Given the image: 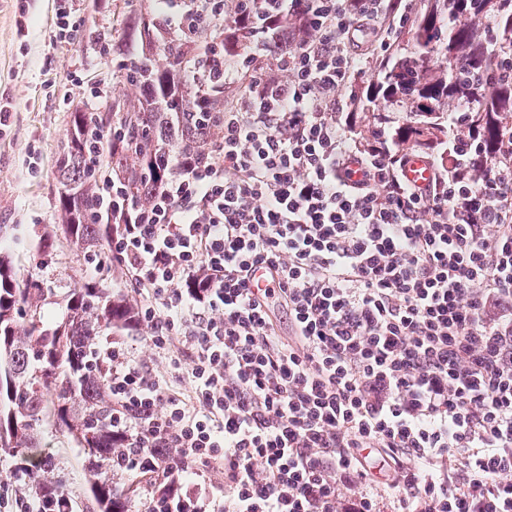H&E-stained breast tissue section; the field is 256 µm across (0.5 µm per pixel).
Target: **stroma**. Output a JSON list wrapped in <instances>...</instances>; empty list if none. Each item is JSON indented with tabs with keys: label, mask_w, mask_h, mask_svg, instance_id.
I'll return each instance as SVG.
<instances>
[{
	"label": "stroma",
	"mask_w": 512,
	"mask_h": 512,
	"mask_svg": "<svg viewBox=\"0 0 512 512\" xmlns=\"http://www.w3.org/2000/svg\"><path fill=\"white\" fill-rule=\"evenodd\" d=\"M59 0H0V100L12 106L8 127L0 129V254L9 256L18 280L44 290L42 320L53 325L66 316L63 296L75 284L106 278L109 249L93 261L66 243L61 222L56 161L70 133L75 105L107 106L131 88L119 73L112 47L123 38V20L149 12L151 0H73L76 37H54ZM25 31H18V22ZM43 448L52 452V472L35 471L73 500L74 512H95L85 494V459L71 436L54 421L43 422Z\"/></svg>",
	"instance_id": "35a3bbf8"
}]
</instances>
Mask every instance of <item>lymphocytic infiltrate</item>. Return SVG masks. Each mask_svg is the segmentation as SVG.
I'll use <instances>...</instances> for the list:
<instances>
[{
	"label": "lymphocytic infiltrate",
	"instance_id": "obj_1",
	"mask_svg": "<svg viewBox=\"0 0 512 512\" xmlns=\"http://www.w3.org/2000/svg\"><path fill=\"white\" fill-rule=\"evenodd\" d=\"M163 3L181 38L223 40L239 9ZM416 6L251 0L293 32L183 66L199 93L240 91L110 240L171 371L100 350L134 467L176 512H512V134L473 167L433 158L421 190L412 151L366 148L344 119ZM32 474L12 470L11 512H72ZM404 176L412 185L424 189L431 181L432 170L428 159H414L405 169Z\"/></svg>",
	"mask_w": 512,
	"mask_h": 512
}]
</instances>
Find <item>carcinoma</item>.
I'll return each mask as SVG.
<instances>
[{
  "instance_id": "cac0c4a2",
  "label": "carcinoma",
  "mask_w": 512,
  "mask_h": 512,
  "mask_svg": "<svg viewBox=\"0 0 512 512\" xmlns=\"http://www.w3.org/2000/svg\"><path fill=\"white\" fill-rule=\"evenodd\" d=\"M422 2L407 43L375 61L373 79L354 85L360 124L352 130L375 149L440 154L448 149V113L455 112L472 134L467 158L489 157L512 126V0ZM260 26V20L252 26L240 18L225 21L224 58L234 60ZM125 31L138 45L124 73L137 95L73 112L57 168L64 238L89 260L118 229L97 206L103 181L113 180L121 196L146 207L158 182L174 173L162 148L184 156L218 133L194 85L175 96L169 86L187 56L212 50L210 38L200 33L164 43L162 22L148 15L128 19ZM479 88L486 93L475 99ZM112 269L110 284L92 280L68 289L66 318L46 326L42 288L20 285L11 259L0 255V450L29 457L51 416L86 456L88 494L98 512H131L139 483L127 473L134 451L113 427L97 339L132 332L136 306L118 287L125 272L115 258ZM24 307L28 329L21 333Z\"/></svg>"
}]
</instances>
